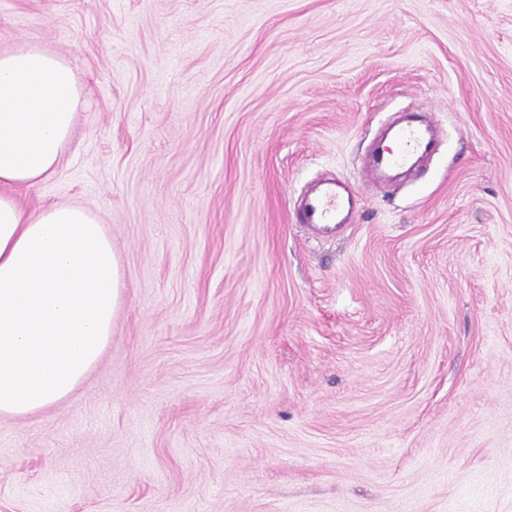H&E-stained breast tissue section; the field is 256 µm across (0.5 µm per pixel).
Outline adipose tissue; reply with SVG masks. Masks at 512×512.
<instances>
[{"label": "adipose tissue", "mask_w": 512, "mask_h": 512, "mask_svg": "<svg viewBox=\"0 0 512 512\" xmlns=\"http://www.w3.org/2000/svg\"><path fill=\"white\" fill-rule=\"evenodd\" d=\"M81 104L68 61L0 51V416L67 397L112 339L122 274L102 219L20 199L56 171Z\"/></svg>", "instance_id": "1"}]
</instances>
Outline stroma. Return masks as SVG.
I'll list each match as a JSON object with an SVG mask.
<instances>
[{
    "mask_svg": "<svg viewBox=\"0 0 512 512\" xmlns=\"http://www.w3.org/2000/svg\"><path fill=\"white\" fill-rule=\"evenodd\" d=\"M86 89L30 207L100 215L112 340L0 418V512H512V0H0ZM400 110L435 157H363ZM332 175L352 224L294 207Z\"/></svg>",
    "mask_w": 512,
    "mask_h": 512,
    "instance_id": "35a3bbf8",
    "label": "stroma"
}]
</instances>
